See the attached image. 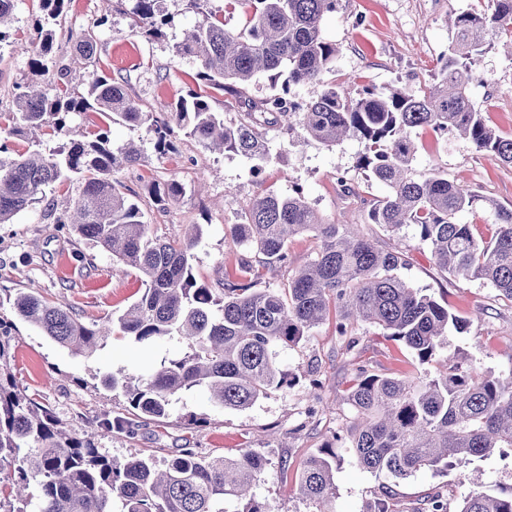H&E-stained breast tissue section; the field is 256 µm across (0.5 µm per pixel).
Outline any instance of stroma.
<instances>
[{
	"instance_id": "obj_1",
	"label": "stroma",
	"mask_w": 512,
	"mask_h": 512,
	"mask_svg": "<svg viewBox=\"0 0 512 512\" xmlns=\"http://www.w3.org/2000/svg\"><path fill=\"white\" fill-rule=\"evenodd\" d=\"M131 8V0H72L56 27L57 56L74 68H87L75 44L82 33L95 32L99 71L127 75L128 92L140 100L143 110L175 106L198 87L197 63L174 53L175 43L195 17L186 12L183 0H164L170 21L162 36L149 38L133 29ZM488 8V0H340L336 12L323 21L325 36L341 49L336 69L327 79L352 99L366 86H397L422 94L435 83L439 58L448 49L450 19ZM41 15V0H18L12 21L4 27L8 43L0 47V113L13 111L16 87L29 76L28 57L19 44ZM479 69L482 79L472 85V99L491 126L512 134V55L503 43H496ZM73 126L80 133L107 126L113 145L132 143L144 149L146 165L122 171L119 178L132 189V199L153 234L183 236L193 225L201 226L193 262L197 278L217 282L225 267L246 256V248L233 241L224 227L239 222L250 199L267 192L288 197L300 189L324 223L355 225L382 245L401 241L411 257L401 275L414 287L463 314L483 308L481 319L467 333L450 334L449 351L463 369L502 379L512 376V301L499 297L485 281L455 279L441 271L415 228L393 237L372 223L371 211L386 189L366 179L359 165L364 149L359 140L328 147L300 133L287 140L280 126H268L263 133L274 155L255 173L244 157L231 151L209 153L183 136L178 137L176 150L156 156L146 127L113 126L98 114L75 117ZM413 139L416 174L425 177L437 171L467 185L481 201L463 215V222L470 224L475 237L494 238L497 226L486 202L512 206V166L451 134L418 129ZM172 178L185 185V194L166 206L154 205L149 185ZM345 183L355 187V194L343 193ZM314 247L310 236L293 238L287 263L264 271L262 286L281 287ZM20 291L72 307L90 323L122 312L140 296L141 281L134 271L113 264L104 249L78 238L69 227L54 224L44 205L0 224V326L14 338L12 371L28 395L49 404L76 432L89 431V418L123 411L127 405L122 394L101 387L91 368L143 374L176 350L172 344L147 350L116 336L93 362H86L15 315L10 299ZM407 357L404 348L377 325L352 324L347 335L340 336L330 320L313 328L297 345L281 350V367L294 379L291 387L244 411L216 408L207 392H192L174 405L165 426L149 422L135 435L115 433L100 440L99 446L118 460L139 450L160 462L182 446L211 457H233L251 448L267 460L256 492L270 512H312L300 491V474L318 448L353 422L347 389L357 370L390 375L401 370ZM188 414L200 416V424L186 425ZM335 481L334 512H370L383 486L390 485L388 478L360 468L349 457L337 469ZM392 487L391 512H417L432 495L443 499L449 512H456L471 492L512 490V466L494 454L446 472L424 470Z\"/></svg>"
}]
</instances>
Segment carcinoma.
Here are the masks:
<instances>
[{
    "instance_id": "obj_1",
    "label": "carcinoma",
    "mask_w": 512,
    "mask_h": 512,
    "mask_svg": "<svg viewBox=\"0 0 512 512\" xmlns=\"http://www.w3.org/2000/svg\"><path fill=\"white\" fill-rule=\"evenodd\" d=\"M163 2L133 0L140 33L162 34L169 23ZM184 2L202 20L185 31L176 56L195 60L196 79L208 88L239 86L246 112L238 123L225 124L197 91L158 118L128 94L127 77L77 73L54 58L53 25L71 0H41L44 16L23 50H31L29 73L46 79L50 91L29 82L17 85L15 110L0 126V224L44 202L50 187L74 176L78 196L64 213L48 215L112 253V261L137 272L144 286L126 311L102 323H85L69 307L23 291L12 302L17 317L75 356L90 355L114 334L143 347L167 339L184 348L148 375L104 374L101 385L122 391L128 412L97 420L100 429L132 435L145 420L163 422L175 397L198 389L221 408L244 411L289 383L278 348L300 342L331 317L341 336L351 320L381 326L421 365L447 346L448 331L466 333L470 319L398 274L410 265L406 252L381 249L350 224L321 222L301 190L288 197L260 194L241 221L225 225L233 239L261 255L258 263L240 259L224 270L216 288L198 281L192 260L200 226L183 239L152 234L116 178L123 168L143 165L145 154L132 144L113 147L101 127L84 141L71 138L74 116L99 113L113 122L145 125L160 157L174 149L179 130L206 149L219 146L254 162V173L271 157L260 131L264 126L280 123L288 134L298 127L326 146L355 137L364 143L366 177L387 189L371 212L373 223L392 235L416 226L439 268L456 279L485 280L512 301V207H494L498 228L492 240L476 238L459 215L480 196L443 175L416 177L411 137L415 129L452 132L512 165V135L490 126L468 91L495 41L503 35L512 39V0H489L490 11L455 17L439 78L427 93L366 87L351 100L325 80L340 49L324 37L322 24L338 0H227L244 15L239 31L226 28L224 14L210 9L211 0ZM261 74L280 88L261 99L245 96V87ZM298 86H313L316 95L299 102ZM42 129L60 140L56 151L9 148V139ZM183 191L174 179L148 187L159 206ZM299 234L317 241L313 258L283 287H259L261 268L287 261L288 243ZM11 341L0 336V472L13 471L11 491L18 496L28 479H39L35 512H226L231 500L242 504L233 512H270L253 494L267 466L262 454L246 448L236 457L209 458L182 447L162 469L153 456L137 451L113 459L100 452L93 435L67 429L50 406L19 386ZM348 400L356 412L352 426L322 445L301 474L302 494L314 512H332L341 448L349 449L359 467L395 483L512 449V376H478L451 364L434 377L361 369ZM458 512H512V492H473Z\"/></svg>"
}]
</instances>
